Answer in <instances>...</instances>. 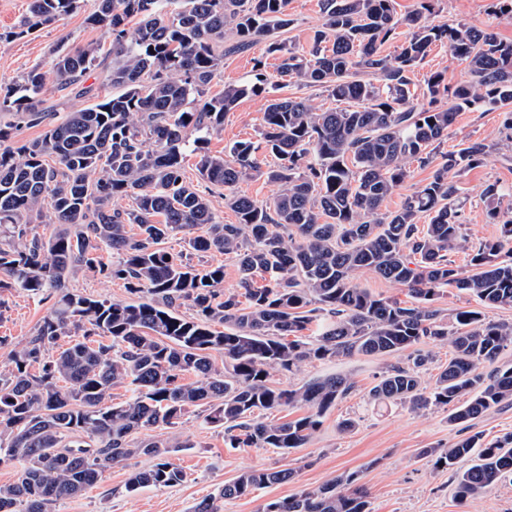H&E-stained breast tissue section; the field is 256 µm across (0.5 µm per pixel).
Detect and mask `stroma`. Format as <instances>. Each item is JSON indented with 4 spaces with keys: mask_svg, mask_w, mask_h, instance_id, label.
Listing matches in <instances>:
<instances>
[{
    "mask_svg": "<svg viewBox=\"0 0 512 512\" xmlns=\"http://www.w3.org/2000/svg\"><path fill=\"white\" fill-rule=\"evenodd\" d=\"M29 0H0V86L19 80L31 68H40L44 86L37 96L39 110L48 112L45 124L16 128V141L40 138L49 125L55 124L64 112L91 105L92 90L105 80L103 68L88 72L81 80L80 90L58 92L51 61L58 46L70 49L100 44L111 49L112 40L101 28L88 23L93 0H81L76 11L58 22L43 27L21 39L8 33L19 26L27 14ZM490 0H434L430 16L433 24L457 26L466 24L490 29L499 39L512 41V15L495 14ZM291 27L278 32L281 40L292 42L300 53H308L312 37L322 23L320 0H289ZM267 41L258 38L248 49L225 55L224 62L207 88L208 95L222 94L225 86L248 85L254 80L256 62L263 70L272 94L281 97H302L316 107H335L325 89L298 84L281 85L276 56L267 54ZM437 70L446 71L449 80L468 79L466 63L455 57L447 45L436 44L411 75L414 102L428 106L426 80ZM265 100L252 95L241 98L224 116L221 132L209 135L205 152L228 155L234 143L259 138ZM501 108L478 104L456 113L448 128V136L437 147L434 164L443 154L458 150L462 142L479 140L487 144L483 162L457 171L454 182L461 206L462 232L470 244L497 240L504 223L512 220V140L501 132ZM200 153L187 151L183 172L187 182L209 196L217 221L236 223L235 213L226 206L224 192L205 183L199 175ZM498 184L502 196L496 207L482 199L483 188ZM163 247L172 253H183L196 268L223 266L225 292L238 289L234 260L224 253L211 251L202 255L189 251L182 236L164 240ZM70 288L100 300L132 301L123 281L103 277L85 270L69 280ZM50 301L21 290L0 292V368L8 363L11 349L20 347L34 336L42 318L50 309ZM407 361L406 353L389 355L338 357L313 361L294 372L271 370L268 383L288 389L297 388L318 377L336 373L347 375L355 387L338 400L322 417V424L303 447L284 453L273 448H232L224 443V429L202 421V408L193 407L173 428L159 430L160 439L174 443L169 459L179 465L186 477L180 484L146 486L129 492L125 483L131 471L149 467V458L141 456L125 464L107 468L98 482L82 495L56 503L52 512H193L204 498L217 497L219 512H261L269 502L281 500L306 488H316L332 481L336 475L356 471L369 493L371 512H512V484L505 482L491 491L466 502L454 496L455 483L451 472L434 468L423 454L427 448H445L461 439L457 427L448 423L449 411L432 407L414 411L397 403L374 402L369 391L383 371ZM352 421L351 429H342L343 421ZM290 468L296 473L293 481L256 490L238 499H221L217 493L224 483L251 469Z\"/></svg>",
    "mask_w": 512,
    "mask_h": 512,
    "instance_id": "35a3bbf8",
    "label": "stroma"
}]
</instances>
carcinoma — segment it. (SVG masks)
Here are the masks:
<instances>
[{"label": "carcinoma", "instance_id": "1", "mask_svg": "<svg viewBox=\"0 0 512 512\" xmlns=\"http://www.w3.org/2000/svg\"><path fill=\"white\" fill-rule=\"evenodd\" d=\"M79 0H31L14 30L21 38L77 8ZM289 0H94L88 23L112 36V70L94 104L67 112L43 137L13 141L14 125L0 124V288H19L54 299L36 335L9 354L0 371V463L16 478L0 485V512H50L55 503L93 486L102 471L136 456L156 460L134 472L127 489L174 485L183 471L167 455L187 448L150 432L178 424L193 406L204 422L224 426L233 448L287 451L307 443L323 414L353 388L341 374L319 377L297 389L267 383L269 370L291 373L302 364L339 356L398 353L431 339L453 349L434 385L420 371L429 354L416 350L405 365L387 368L372 388L380 403L414 409L451 407L448 423L466 424L512 403V366L479 370L512 344V323H491L477 310L455 314L448 327L433 307L435 287L467 292L482 305L512 307V225L501 239L469 246L461 232L451 171L482 163L487 145L468 142L448 153L430 180L402 207L380 215L385 200L408 177L407 164L431 163L428 151L448 136L456 112L487 101L506 108L502 127L512 136V42L494 32L422 21L431 0L402 19L394 0H321L322 24L308 54L272 40L279 75L318 84L340 106L320 110L305 98L272 97L263 111L260 142H238L230 158L201 156L199 173L224 189L238 223L218 222L209 199L183 177L188 132L223 130L224 113L248 94L268 93L262 61L255 82L227 86L205 98L224 60V33L247 47L288 27ZM179 7L168 10L166 4ZM402 24L413 28L393 55L381 54ZM468 61L470 79L450 85L435 72L426 94L446 108H417L409 74L436 43ZM101 48L90 44L54 52L59 88L80 83L100 66ZM367 73L374 80L359 75ZM44 85L35 67L0 95V112L38 126L34 98ZM265 150L276 164L262 170ZM279 184L271 201L238 195L252 176ZM131 207H116L119 198ZM49 212L65 228L28 235L27 225ZM429 223L417 225L419 214ZM197 253L223 252L236 261L239 293L223 294L224 266L198 269L160 248L174 233ZM470 251L467 274L448 260ZM113 261H103L102 251ZM87 269L124 281L142 301L111 302L76 295L69 278ZM371 271L407 287L413 302L379 297L357 283ZM265 276L258 286L255 277ZM196 314L186 319L178 308ZM62 337L68 346L49 348ZM224 354V368L211 360ZM126 385L131 396L111 402ZM281 408L304 410L285 422L263 416ZM434 467L454 472L455 496L475 498L512 476V434L492 442L478 434L447 448H428ZM286 469L250 470L224 485L219 497L241 498L286 483ZM358 472L329 484L269 502L263 512H370Z\"/></svg>", "mask_w": 512, "mask_h": 512}]
</instances>
